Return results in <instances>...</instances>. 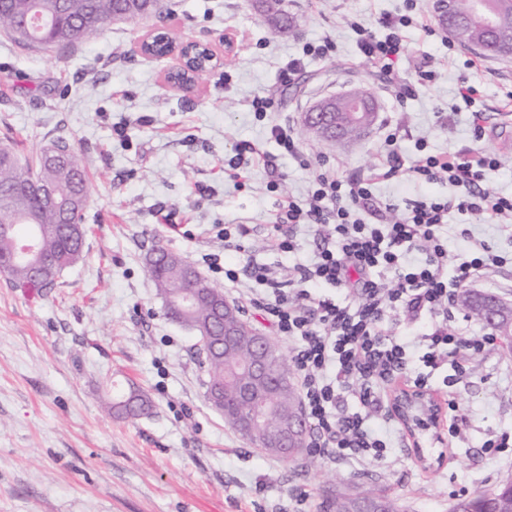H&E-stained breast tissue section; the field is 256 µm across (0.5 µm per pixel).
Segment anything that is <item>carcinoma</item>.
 Here are the masks:
<instances>
[{"label": "carcinoma", "instance_id": "obj_1", "mask_svg": "<svg viewBox=\"0 0 512 512\" xmlns=\"http://www.w3.org/2000/svg\"><path fill=\"white\" fill-rule=\"evenodd\" d=\"M283 0H265L261 4L262 15L276 33L290 28L288 13L281 7ZM477 0H455L457 11L467 18L466 25L455 32L457 40L468 46L479 45L486 36L483 16L491 9L499 16L500 26L493 32L495 42L502 45L512 43V0H489L483 8H476ZM169 12L167 3L158 5L149 0H0V31L15 43L27 48L50 51L73 48L96 38L109 27L113 16L120 14L124 19H136L148 15ZM0 218H10L16 211L31 217L38 226V250L44 266L38 271L31 263L13 260L9 267L0 270L8 276L17 288H51L61 273L77 264L83 258L86 226L83 224L84 211L90 185L76 152L63 140L55 142L35 159L21 162L12 147L0 146ZM33 180L53 184L61 203L69 206L73 228L62 224V213L56 202L34 194L22 192V188ZM25 239L18 233V226L7 232L0 230V256L14 255V246ZM187 262L179 255L161 246L148 255L146 273L152 278L161 295H177L194 286L208 288L210 284L201 281L194 285L185 278ZM198 321H209L221 327V314L211 307L210 302L198 303L184 325ZM250 325L243 324L239 336V347L232 350L216 347L208 353L204 340H199V352L205 355L207 385L219 384L224 389V420L235 431L241 433L252 444H259L265 432L247 431L249 407L236 402L230 394L245 380L238 365L245 361L251 342ZM281 369V359L269 365L271 382L276 384V395L270 400L274 406L268 425L273 427L297 408L299 395L291 382H280L276 375ZM151 403L139 389L128 387L112 399V410L118 416L139 417L149 413ZM328 512H398L394 501L383 493L370 494L359 499L330 496L326 499ZM451 512H512V481L506 480L495 488L473 496L456 499Z\"/></svg>", "mask_w": 512, "mask_h": 512}]
</instances>
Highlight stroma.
Instances as JSON below:
<instances>
[{
    "instance_id": "stroma-1",
    "label": "stroma",
    "mask_w": 512,
    "mask_h": 512,
    "mask_svg": "<svg viewBox=\"0 0 512 512\" xmlns=\"http://www.w3.org/2000/svg\"><path fill=\"white\" fill-rule=\"evenodd\" d=\"M407 0H288L293 30L273 34L250 0H169L166 22L185 40L223 49L221 69L193 90L163 80L168 61L147 60L136 47L153 19L110 25L99 39L69 51H32L0 32V143L35 158L58 139L78 153L89 178L85 257L54 287L32 293L0 273V512H324L327 488L348 497L385 493L402 512H448L457 498L512 477V354L502 349L448 351V363L425 371L418 338L431 320L383 322L405 343L412 372L428 374L438 399L456 404L452 420L419 440L405 436L386 404L371 422L391 446L379 461L302 453L285 461L242 439L208 402L198 339L170 319L145 273L146 257L163 246L223 286V273L203 265L246 260L290 274L307 262L319 237L302 227L293 254L272 251L267 230L282 202L304 203L321 165L344 179L371 178L374 195L403 212L406 202L447 196V181L425 184L386 176L381 125H398L405 161L473 147V115L462 83L477 87L485 136L499 169L489 193L512 195V58L478 55L421 28L405 30L413 54L398 62L411 92L393 101L387 78L360 53L352 22L374 28L405 13ZM331 37V56L304 55L305 44ZM302 66L291 83L281 69ZM433 71L421 81L418 70ZM361 87L378 101V118L361 142L339 148L303 127L323 98ZM274 112L258 119L255 96ZM288 119L310 165L276 144L271 125ZM241 142L273 164L256 165L236 184L228 161ZM278 191H268V182ZM227 224L248 231L246 252L224 248ZM468 237H461V230ZM485 243L504 262L471 290L512 302V225L475 213L448 218V261ZM134 384L150 414L118 418L108 405ZM505 440L489 453L487 439Z\"/></svg>"
}]
</instances>
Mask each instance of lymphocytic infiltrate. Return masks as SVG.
<instances>
[{
  "instance_id": "obj_1",
  "label": "lymphocytic infiltrate",
  "mask_w": 512,
  "mask_h": 512,
  "mask_svg": "<svg viewBox=\"0 0 512 512\" xmlns=\"http://www.w3.org/2000/svg\"><path fill=\"white\" fill-rule=\"evenodd\" d=\"M379 24L385 30L380 38L357 26L358 47L366 59L390 73L412 53L404 29L426 26L427 21L421 14H402L382 18ZM399 139V129L386 126L384 147L391 171L404 169L424 181L447 179L453 194L409 203L402 216L386 220L368 180H342L326 170L315 174L305 203H288L270 227L272 248L285 253L296 250L299 225L323 228V242L309 263L295 267L287 279L253 260L244 270H224L225 286L239 291L241 299L291 338L302 405L315 430L311 445L329 456L382 459L387 442L368 423L381 392L400 378L416 388L427 385L424 374H408L404 345L382 335L385 317L402 312L413 318H450L451 285L469 282L497 262L483 243L449 265L444 236L449 212L512 219V196H494L482 188L499 167L489 151L478 147L408 163L398 151ZM368 213L375 215V222L365 221ZM415 251L422 253V261L407 264V255ZM312 283L336 289L356 286L358 300L343 305L312 296ZM347 394L355 398L356 409L339 412L338 401Z\"/></svg>"
}]
</instances>
